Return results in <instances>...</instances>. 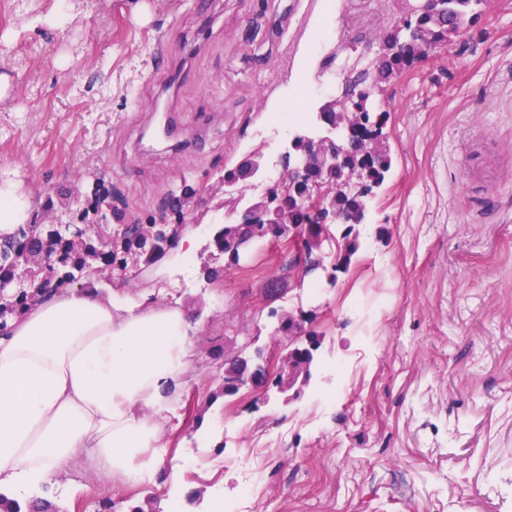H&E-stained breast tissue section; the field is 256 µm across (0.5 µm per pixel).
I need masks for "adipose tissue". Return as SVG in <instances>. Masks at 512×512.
Wrapping results in <instances>:
<instances>
[{"instance_id":"adipose-tissue-1","label":"adipose tissue","mask_w":512,"mask_h":512,"mask_svg":"<svg viewBox=\"0 0 512 512\" xmlns=\"http://www.w3.org/2000/svg\"><path fill=\"white\" fill-rule=\"evenodd\" d=\"M29 209L18 184H0L1 234ZM197 240L178 229L152 293L64 288L11 321L0 337V487H40L83 457L118 484L157 473L201 323L150 296L188 272Z\"/></svg>"}]
</instances>
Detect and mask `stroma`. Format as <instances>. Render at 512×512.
I'll use <instances>...</instances> for the list:
<instances>
[{"label":"stroma","mask_w":512,"mask_h":512,"mask_svg":"<svg viewBox=\"0 0 512 512\" xmlns=\"http://www.w3.org/2000/svg\"><path fill=\"white\" fill-rule=\"evenodd\" d=\"M337 22L323 0H214L208 18L190 0H0V183H18L47 224L104 188L116 233L188 191L170 223L208 227L192 273L163 298L204 320L166 429L167 464L192 467L177 487L163 472L121 486L68 462L41 489L64 512H96L108 496L214 512L217 493L238 495L229 457L281 428L250 512H512V0H485L447 48L388 84L391 170L335 284L294 275L271 298L294 241L262 240L231 269L214 246L225 172L273 157L296 128L266 116L292 88L289 43L312 23V65L341 34L367 67L361 35L395 24ZM160 95L187 121L221 116L204 154L141 146ZM276 310L302 312L321 339L301 398L244 387L213 405L230 429L200 422L225 353L249 342L278 367Z\"/></svg>","instance_id":"stroma-1"}]
</instances>
